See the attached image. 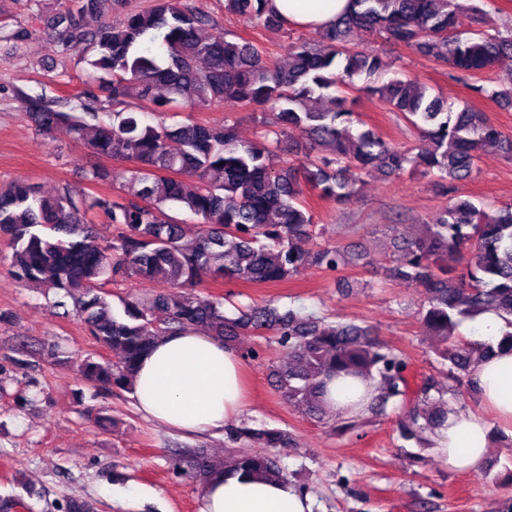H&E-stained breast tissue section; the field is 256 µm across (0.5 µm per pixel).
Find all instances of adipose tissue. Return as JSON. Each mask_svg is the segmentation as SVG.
<instances>
[{
    "instance_id": "1",
    "label": "adipose tissue",
    "mask_w": 512,
    "mask_h": 512,
    "mask_svg": "<svg viewBox=\"0 0 512 512\" xmlns=\"http://www.w3.org/2000/svg\"><path fill=\"white\" fill-rule=\"evenodd\" d=\"M290 26L319 30L349 9V0H270ZM479 339L496 350L470 377L484 414L452 413L436 428L431 444L449 470L478 472L489 453L487 415L512 426V351L499 348L503 321L486 313L477 319ZM377 394L374 381L335 379L327 386L331 412L363 413ZM140 412L185 434L222 433L247 406L245 370L239 352L215 336L194 330L161 337L143 358L133 393ZM199 512H313V500L285 478L220 476L199 489Z\"/></svg>"
}]
</instances>
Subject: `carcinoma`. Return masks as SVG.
Instances as JSON below:
<instances>
[{"mask_svg": "<svg viewBox=\"0 0 512 512\" xmlns=\"http://www.w3.org/2000/svg\"><path fill=\"white\" fill-rule=\"evenodd\" d=\"M103 2L83 0L61 14L55 44L94 69L106 101L119 105L133 98L158 109L177 100L196 107L234 102L259 107L272 121H262V140L243 143L228 123L149 125L130 109L112 111L109 121L94 124L45 102L26 113L46 135L66 125L92 153L136 163L119 174L130 192L117 200L77 195L68 187L46 195L26 181L0 185V237L12 249V277L44 289L53 308L80 319L96 343L112 351V362L92 356L82 360L80 379L101 392H130L155 338L194 328L229 344L241 331L252 330L279 337L288 350V361L276 373L278 391L288 404L322 420L330 415L323 402L328 377H378L382 388L370 411L383 413L391 398L407 395L409 383L406 364L373 339L370 327L328 322L293 309L282 312L270 303L229 317L224 301L194 288L205 279L230 282L246 275L252 282L269 283L285 281L306 266L344 268L343 247L300 246L316 228L302 201L305 186L346 205L362 176L389 178L410 169L445 182L454 192L455 183L471 177L481 153L512 152V139L484 113L455 112L427 96L424 85L399 76L383 54L350 47L354 33L373 34L471 75L512 73V29L493 36H455L459 16L483 12L486 0H351L348 13L319 31L318 43L288 47V68L282 70L250 42L210 35L213 19L187 0H155L149 10L127 11L114 22L95 25ZM224 11L265 27L284 26L268 0H224ZM360 77L366 84L359 90L417 129L415 150L369 128L353 131L354 112L337 92L356 88ZM292 128L328 153L298 167L278 164L263 139L271 133L286 136ZM171 142L178 144L174 151ZM173 210L190 213L196 223L181 222ZM91 214L112 224V243L102 242L88 220ZM394 248L396 257L385 276L425 289L422 322L448 362L446 390L426 382L402 424V436L419 442L451 411L443 392L464 393L472 386L471 366L492 352L490 343L459 338L462 320L496 314L507 327L500 348L512 350V204L488 214L457 196L416 235L394 237ZM127 279L164 288L128 293L117 311L106 286ZM230 438L264 448H286L293 441L285 430L247 426L231 429ZM177 469L199 486L220 473L286 476L269 454L241 453L221 462L202 448L181 451Z\"/></svg>", "mask_w": 512, "mask_h": 512, "instance_id": "cac0c4a2", "label": "carcinoma"}]
</instances>
